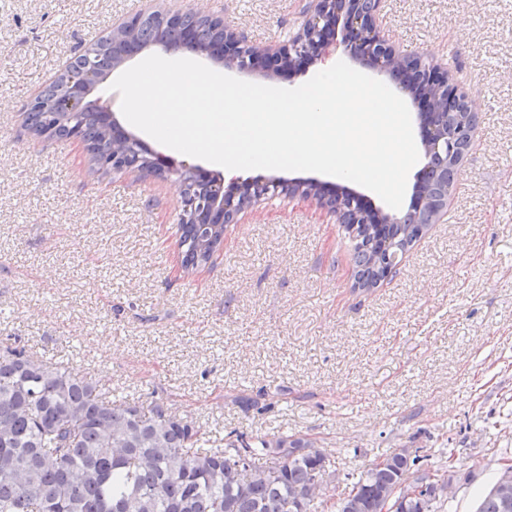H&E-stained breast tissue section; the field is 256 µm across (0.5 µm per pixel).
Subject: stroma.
<instances>
[{
    "label": "stroma",
    "mask_w": 512,
    "mask_h": 512,
    "mask_svg": "<svg viewBox=\"0 0 512 512\" xmlns=\"http://www.w3.org/2000/svg\"><path fill=\"white\" fill-rule=\"evenodd\" d=\"M310 8L0 0V342L163 401L220 438L313 437L346 492L352 473L399 448L431 470L455 449L446 508L475 512L512 458V0H383L382 34L447 68L479 122L442 216L369 292L353 287L336 215L281 196L228 225L210 264L184 273L172 179L103 173L83 144L22 125L72 57L135 14L201 11L265 47L298 32ZM344 34L296 70L246 79L289 88L332 60L361 68ZM171 160L227 186L299 177Z\"/></svg>",
    "instance_id": "35a3bbf8"
}]
</instances>
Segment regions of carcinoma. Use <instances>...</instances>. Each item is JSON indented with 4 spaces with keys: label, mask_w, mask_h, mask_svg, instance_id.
Here are the masks:
<instances>
[{
    "label": "carcinoma",
    "mask_w": 512,
    "mask_h": 512,
    "mask_svg": "<svg viewBox=\"0 0 512 512\" xmlns=\"http://www.w3.org/2000/svg\"><path fill=\"white\" fill-rule=\"evenodd\" d=\"M222 38L224 30L194 13L177 27L136 16L126 29L92 42L70 70L93 68L104 75L126 55L153 44L211 55L212 44ZM66 93L63 79L47 90L39 109L27 108L31 128L67 136L68 127L80 126L93 157L123 152L103 113L61 112ZM435 112L440 126L460 130L448 139L447 175L421 186L439 210L477 116L449 115L442 102ZM191 194L201 214L215 201L202 186ZM430 218L429 212L412 210L392 222L385 216L378 224L345 225L354 241L357 287L368 290L392 274ZM179 229L187 271L207 264L224 244L222 224ZM420 460L411 448L375 460L338 501L334 487L316 481L336 470L305 435L280 433L251 443L237 433L215 445L195 420L162 402L130 403L74 368L36 358L23 347L0 345V512H381L387 502L396 512H445L443 493L420 501L396 491L430 479V472L417 466ZM477 512H512V492L503 496L488 489Z\"/></svg>",
    "instance_id": "carcinoma-1"
}]
</instances>
